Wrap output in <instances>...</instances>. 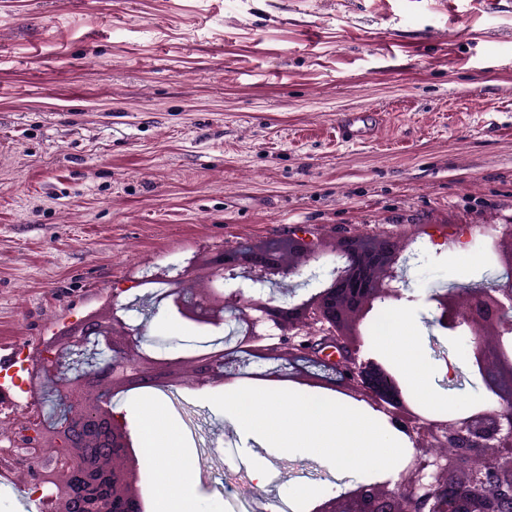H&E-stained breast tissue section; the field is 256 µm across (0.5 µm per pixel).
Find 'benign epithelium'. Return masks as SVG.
I'll return each instance as SVG.
<instances>
[{"label":"benign epithelium","instance_id":"7a95c632","mask_svg":"<svg viewBox=\"0 0 512 512\" xmlns=\"http://www.w3.org/2000/svg\"><path fill=\"white\" fill-rule=\"evenodd\" d=\"M336 234L330 270L288 302L228 292L224 282L281 284L303 274L323 250L302 224L283 241L214 253L206 288L183 275L163 279V290L147 294L155 306L203 328H229L195 356H152L142 347L143 325L116 299L108 317L82 318L36 359L31 401L51 398L56 408L0 448V468L38 491L45 512H148L136 442L112 408L118 393L173 383L199 389L245 376L288 379L366 401L412 444L397 480L358 482L312 512H512V226L492 240L503 269L498 280L431 298L434 324L469 333L473 366L495 400L446 419L412 409L396 372L364 351V323L377 305L404 298L397 269L409 243L388 235L368 246L343 227ZM276 330L288 343L286 356L268 343Z\"/></svg>","mask_w":512,"mask_h":512}]
</instances>
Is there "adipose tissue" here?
Instances as JSON below:
<instances>
[{"label": "adipose tissue", "mask_w": 512, "mask_h": 512, "mask_svg": "<svg viewBox=\"0 0 512 512\" xmlns=\"http://www.w3.org/2000/svg\"><path fill=\"white\" fill-rule=\"evenodd\" d=\"M407 311V305L399 306L392 326L380 338V345L384 355L425 398L429 395L428 366L406 321ZM134 418L140 449L155 465L154 485L149 490L155 512H183V504L195 494V474L189 461L178 458L177 429L163 423L158 405L148 400L140 404Z\"/></svg>", "instance_id": "ef3b65f1"}]
</instances>
